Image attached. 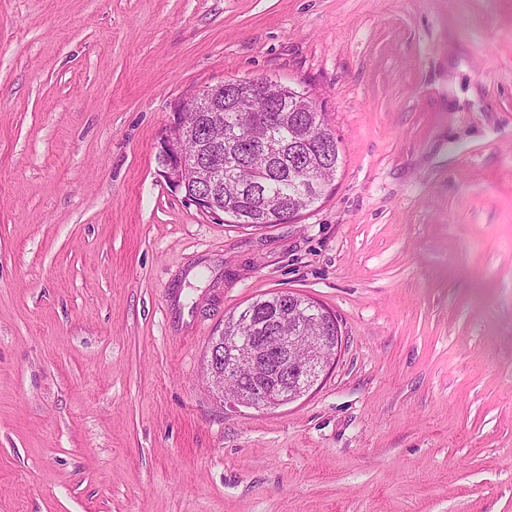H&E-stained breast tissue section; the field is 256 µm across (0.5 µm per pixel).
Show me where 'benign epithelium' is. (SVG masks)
Instances as JSON below:
<instances>
[{"label": "benign epithelium", "mask_w": 512, "mask_h": 512, "mask_svg": "<svg viewBox=\"0 0 512 512\" xmlns=\"http://www.w3.org/2000/svg\"><path fill=\"white\" fill-rule=\"evenodd\" d=\"M249 83L261 88L255 97L256 112L273 110L281 100L279 94L288 90L287 86L268 78L251 79ZM244 87V82L229 80L180 98L174 103L169 124L157 144V158L167 182L184 193L188 204L220 221L224 220V208L216 201V191L221 178L212 167L201 165L199 153L185 150L186 140L194 135L187 113H202L207 125L221 121L224 104L236 103ZM202 174L205 186L189 194L188 181ZM282 305L278 313L264 319H255L251 310L236 315L232 321L230 354L224 353L222 341L212 343L208 349L205 371L210 387L224 398V404L258 411L279 408L303 397L314 385L318 373L334 365L338 336L324 344L320 343L321 337H310L306 357L300 361L294 359V349L302 340V329L307 326L306 317L312 305L297 302L290 295L282 296ZM244 361L252 366V374L244 379L252 387L244 388L239 383L234 390L225 389L224 376L237 375Z\"/></svg>", "instance_id": "7a95c632"}]
</instances>
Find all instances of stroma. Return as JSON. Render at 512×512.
Wrapping results in <instances>:
<instances>
[{
    "label": "stroma",
    "mask_w": 512,
    "mask_h": 512,
    "mask_svg": "<svg viewBox=\"0 0 512 512\" xmlns=\"http://www.w3.org/2000/svg\"><path fill=\"white\" fill-rule=\"evenodd\" d=\"M261 77L342 162L255 229L156 147ZM283 290L336 361L225 406L211 339ZM0 512H512V0H0Z\"/></svg>",
    "instance_id": "35a3bbf8"
}]
</instances>
